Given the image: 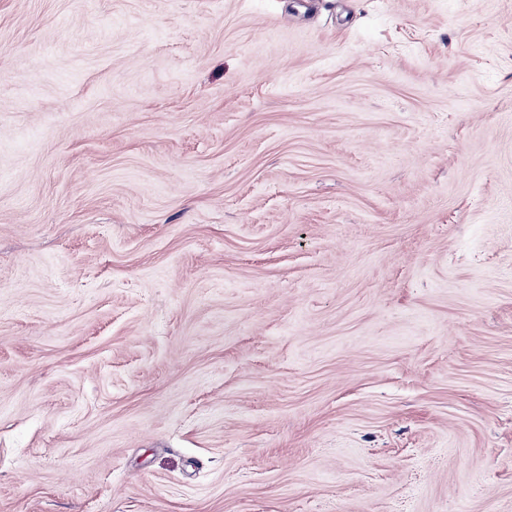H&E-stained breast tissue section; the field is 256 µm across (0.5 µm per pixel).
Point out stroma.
I'll return each mask as SVG.
<instances>
[{
    "instance_id": "obj_1",
    "label": "stroma",
    "mask_w": 512,
    "mask_h": 512,
    "mask_svg": "<svg viewBox=\"0 0 512 512\" xmlns=\"http://www.w3.org/2000/svg\"><path fill=\"white\" fill-rule=\"evenodd\" d=\"M0 512H512V0H0Z\"/></svg>"
}]
</instances>
